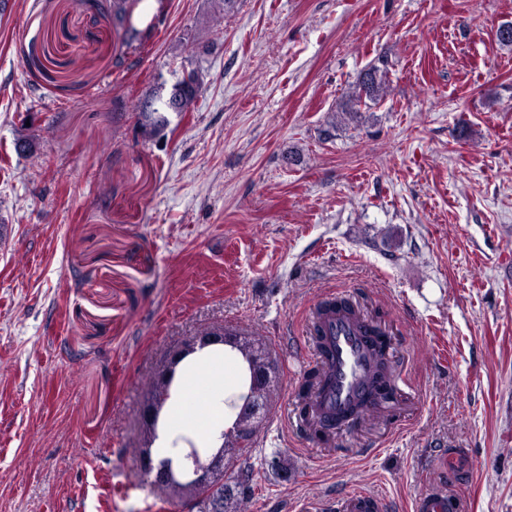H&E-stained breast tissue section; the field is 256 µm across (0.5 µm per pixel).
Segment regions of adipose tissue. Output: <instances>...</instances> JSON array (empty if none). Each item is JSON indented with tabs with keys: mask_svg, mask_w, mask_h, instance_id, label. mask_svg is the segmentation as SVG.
Returning <instances> with one entry per match:
<instances>
[{
	"mask_svg": "<svg viewBox=\"0 0 512 512\" xmlns=\"http://www.w3.org/2000/svg\"><path fill=\"white\" fill-rule=\"evenodd\" d=\"M251 371L231 345H212L187 355L177 366L156 424L152 454L170 461L175 473L190 478L198 449L208 461L224 444L251 398Z\"/></svg>",
	"mask_w": 512,
	"mask_h": 512,
	"instance_id": "obj_1",
	"label": "adipose tissue"
}]
</instances>
